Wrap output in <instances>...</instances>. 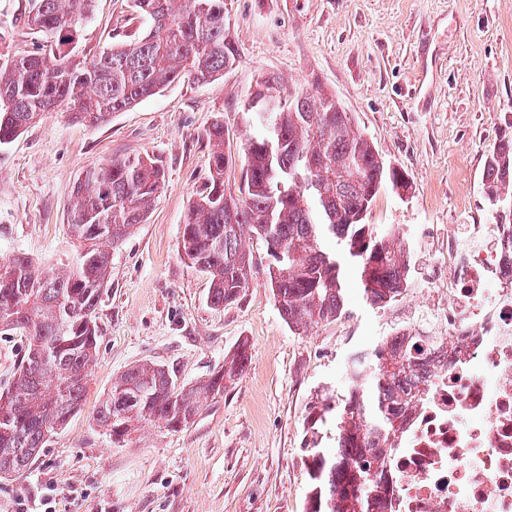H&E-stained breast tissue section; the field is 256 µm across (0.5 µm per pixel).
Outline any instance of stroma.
I'll return each mask as SVG.
<instances>
[{"instance_id": "1", "label": "stroma", "mask_w": 512, "mask_h": 512, "mask_svg": "<svg viewBox=\"0 0 512 512\" xmlns=\"http://www.w3.org/2000/svg\"><path fill=\"white\" fill-rule=\"evenodd\" d=\"M29 9V0H0V52L33 48ZM130 14L129 0H96L80 51L111 45ZM224 35L237 56L217 80L184 76L98 126L46 112L0 145V262L22 254L46 271L72 259L67 210L79 174L146 153L166 171L147 221L112 253L82 408L24 473L0 480V512H304L313 405L346 390L352 352L410 323L427 289L444 283L428 257H411L403 295L375 308L349 276L342 316L296 333L254 239L249 288L210 304L208 278L181 255L180 235L209 176L213 120L233 159L225 185L238 188L258 81L334 96L385 165L404 171L409 190L381 188L364 217L375 233L410 249L452 224L512 223V203H491L483 181L512 124V0H224ZM243 342L246 371L187 426L139 422L116 442L99 423L113 377L134 364L164 365L192 385Z\"/></svg>"}]
</instances>
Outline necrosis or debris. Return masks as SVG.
Here are the masks:
<instances>
[{"mask_svg":"<svg viewBox=\"0 0 512 512\" xmlns=\"http://www.w3.org/2000/svg\"><path fill=\"white\" fill-rule=\"evenodd\" d=\"M469 237L434 250L448 284L422 308L437 342L387 447L380 512H512V224H473Z\"/></svg>","mask_w":512,"mask_h":512,"instance_id":"4bbe7bcc","label":"necrosis or debris"}]
</instances>
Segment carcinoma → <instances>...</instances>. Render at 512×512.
Wrapping results in <instances>:
<instances>
[{"label":"carcinoma","mask_w":512,"mask_h":512,"mask_svg":"<svg viewBox=\"0 0 512 512\" xmlns=\"http://www.w3.org/2000/svg\"><path fill=\"white\" fill-rule=\"evenodd\" d=\"M94 0H31L26 25L38 42L22 56L0 53V145L23 133L45 112L67 108L96 126L158 93L184 72L209 82L233 66L237 51L224 38V0H130L141 31L89 57L70 48L61 25L91 18ZM243 147L246 169L237 193L224 187L232 164L224 151V123L207 135L209 183L194 202L179 248L210 280L215 307L236 301L252 279L244 239L261 238L269 282L292 330L338 319L344 310V266L351 265L370 306L407 288L404 249L393 236H374L359 215L389 183L403 192L406 174L387 168L332 96L294 97L256 122ZM488 187L512 194V133L500 137L484 173ZM165 183L160 161L148 155L87 169L74 190L68 231L75 254L66 270L47 273L18 256L0 273V330L26 333L27 351L13 384L0 393V479L20 475L82 402L96 360L97 305L112 248L146 221ZM338 246L324 247L327 238ZM422 338L387 340L350 361L347 391L322 398L310 427L331 425L336 447L309 443L313 484L306 512H375L390 492L384 447L402 433L400 412L413 406ZM250 362L240 344L224 368L187 387L162 366L144 362L116 376L98 419L123 440L137 420L171 429L191 422L202 400Z\"/></svg>","instance_id":"carcinoma-1"}]
</instances>
